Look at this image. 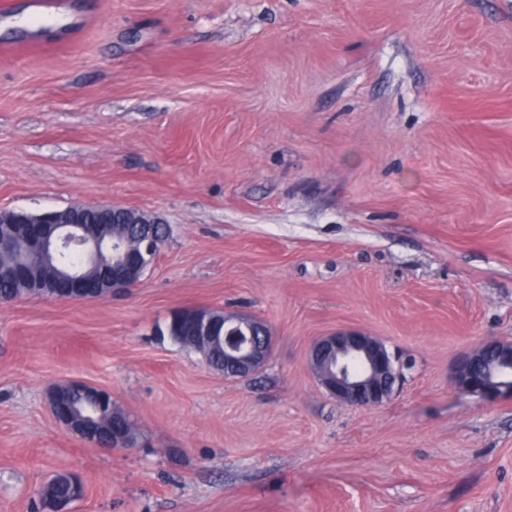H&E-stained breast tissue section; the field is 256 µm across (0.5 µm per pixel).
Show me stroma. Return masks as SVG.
Instances as JSON below:
<instances>
[{
  "label": "stroma",
  "mask_w": 512,
  "mask_h": 512,
  "mask_svg": "<svg viewBox=\"0 0 512 512\" xmlns=\"http://www.w3.org/2000/svg\"><path fill=\"white\" fill-rule=\"evenodd\" d=\"M0 0V209L116 204L169 236L105 299L0 304V512H512V396L457 360L512 344V0ZM269 326L227 379L157 328ZM356 329L414 366L358 408L310 369ZM111 392L105 452L52 416ZM491 357L496 359V364H511L512 345L496 341H487L472 352L464 355L457 366L455 380L457 384L468 392L481 396L511 394L512 379H505L495 371L480 373ZM63 390L79 391L89 394L91 406L98 408L100 415H102L106 407H112V412L105 417V420L110 424L106 431L112 434V448L102 449H126L128 443L132 445L137 443L138 432L136 424L125 411L114 404L112 405V394L107 390L78 380H69L58 384L54 386L48 394V404L53 417L71 434L92 446L98 447L85 438L94 432L96 428L95 422L87 419L89 415H85L83 417L84 419L77 417L69 404L63 399ZM112 421L115 426V432L113 433ZM58 482H66L65 484L69 483L71 486L72 492L66 496H61L58 493L57 495L54 496V499L52 500L51 498H47L44 496L43 490H42V492L40 491L38 494V498L40 499V501H41V499H44L46 502L49 503V507L47 509L42 508V510H44V512H69V510H68L69 505L71 503H73L74 501L78 500L77 499L78 494L75 491V489L82 487V485L80 483L75 481L69 475L56 476V479L53 482V486L55 484H57Z\"/></svg>",
  "instance_id": "stroma-1"
}]
</instances>
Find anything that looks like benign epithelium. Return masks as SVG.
Listing matches in <instances>:
<instances>
[{"label": "benign epithelium", "instance_id": "7a95c632", "mask_svg": "<svg viewBox=\"0 0 512 512\" xmlns=\"http://www.w3.org/2000/svg\"><path fill=\"white\" fill-rule=\"evenodd\" d=\"M97 210L115 224H160L162 219L148 211L114 205H100ZM87 207L73 205L63 210L41 213L0 209V246L18 243L34 261L14 268L16 279L35 288H44V298L87 300L107 297L138 286L145 269L142 250H132L118 238H110L112 251V287L85 279L82 271H68L56 278L43 279L40 261L55 252L73 251L92 258L100 241L86 228ZM195 323L201 328V339L219 345L224 351V374L245 379L257 374L268 362L273 349L270 330L258 327V321L243 315H224V323H216L198 313ZM498 364L512 365V345L487 341L464 355L457 366L455 380L468 392L481 396L511 394L512 379L496 372H480L490 359ZM309 363L328 393L339 401L360 407H377L391 399L395 386L401 381L403 364L397 354L390 352L379 340L358 330H340L316 340L309 352ZM79 391L90 395L91 406L102 412L112 407V394L88 383L69 380L54 386L48 394L53 417L71 434L80 439L92 434L96 424L75 415L63 399L62 391ZM55 482L70 484L73 492L46 499L44 512H69L77 500L75 489L81 484L69 475L56 476Z\"/></svg>", "mask_w": 512, "mask_h": 512}]
</instances>
